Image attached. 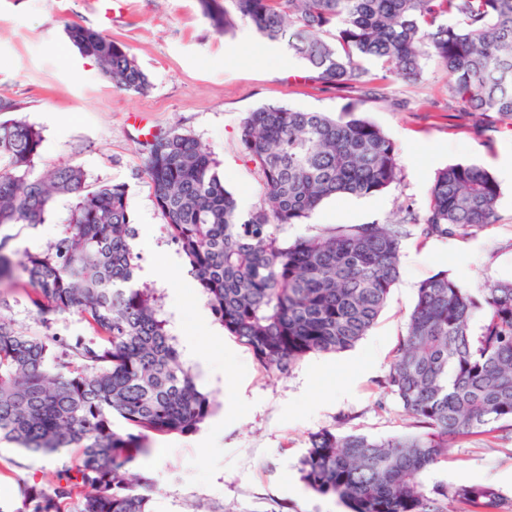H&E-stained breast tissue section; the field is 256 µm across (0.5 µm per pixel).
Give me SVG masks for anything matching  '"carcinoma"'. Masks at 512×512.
<instances>
[{
	"instance_id": "carcinoma-1",
	"label": "carcinoma",
	"mask_w": 512,
	"mask_h": 512,
	"mask_svg": "<svg viewBox=\"0 0 512 512\" xmlns=\"http://www.w3.org/2000/svg\"><path fill=\"white\" fill-rule=\"evenodd\" d=\"M237 17L264 39L287 42L318 80L336 86L365 83L366 62L412 80L433 59L458 111L485 131L512 122V0H224L217 29ZM65 29L113 88L148 90L124 44L75 23ZM41 143L27 122L0 121V277L24 282L42 327L75 315L89 335L62 338L0 316V444L33 456L76 451L49 488L23 486L12 512H149V489L130 465L151 452L152 436L196 431L215 402L198 389L153 295L133 283L138 253L126 187L87 191L82 170L70 165L31 177ZM241 145L262 174L265 202L247 214L195 138L172 129L147 145L143 173L170 235L215 318L266 370L350 350L400 276L405 225H335L291 245L281 231L329 198L398 182L394 142L353 107L336 119L265 105L243 118ZM56 194L74 197L61 237L41 251L11 250L7 230L45 223ZM500 196L485 168L445 167L419 234L473 235L496 222ZM385 385L415 431L317 432L301 460L306 485L349 512H444L450 499L491 512L493 487L428 490L422 475L464 437L512 431V281L465 287L446 271L423 280Z\"/></svg>"
}]
</instances>
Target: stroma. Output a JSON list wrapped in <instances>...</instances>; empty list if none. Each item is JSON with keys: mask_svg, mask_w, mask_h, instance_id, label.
<instances>
[{"mask_svg": "<svg viewBox=\"0 0 512 512\" xmlns=\"http://www.w3.org/2000/svg\"><path fill=\"white\" fill-rule=\"evenodd\" d=\"M69 23L125 44L150 90L113 88L70 42ZM266 45L241 21L217 32L202 0H0V98L12 100L14 118L42 134L33 176L69 164L83 170L87 188L126 186L138 265L151 271L138 287L153 290L170 336L194 335L199 350L222 368L212 378L200 363L191 365L198 388L217 403L200 429L153 437L151 455L133 463L134 473L158 484L150 512H347L301 480L299 462L310 436L325 428L379 438L410 429L384 379L418 284L441 270L466 286L512 280V180L503 178L496 223L473 236L412 232L403 239L400 277L385 310L346 352L310 354L290 372L271 373L235 337L196 324L192 315L209 298L194 277L172 271L181 250L143 173L142 127L194 137L218 161L225 187L255 207L262 201L261 176L240 146L247 112L266 104L333 117L350 107L362 112L393 140L400 182L374 195L325 200L306 223L282 230L288 242L338 224L422 219L438 170L476 164L495 174L499 160L512 156V126L483 131L456 112L436 61H425L418 80L395 82L372 63L367 84L343 89L316 80L300 57L281 67ZM72 205V197H54L45 224L14 227L12 249L43 250L60 237ZM175 293L182 299L178 319L169 311ZM0 456L11 461L0 471V501L14 507L18 482L48 488L63 462L4 447ZM423 481L429 488L491 485L500 495L496 512H512V433L475 436L449 448Z\"/></svg>", "mask_w": 512, "mask_h": 512, "instance_id": "1", "label": "stroma"}]
</instances>
